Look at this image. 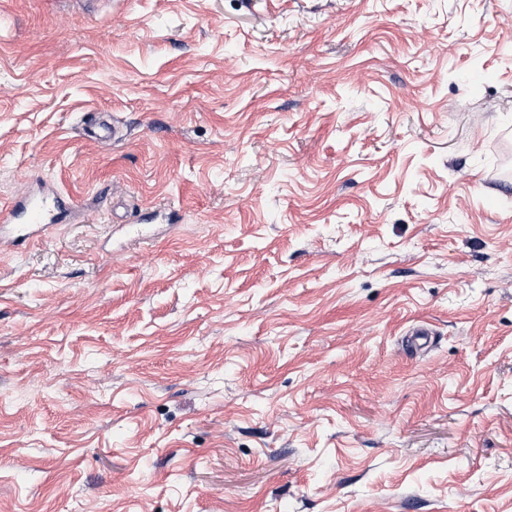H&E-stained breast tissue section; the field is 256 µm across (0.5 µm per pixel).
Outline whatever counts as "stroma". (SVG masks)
Segmentation results:
<instances>
[{"instance_id":"stroma-1","label":"stroma","mask_w":512,"mask_h":512,"mask_svg":"<svg viewBox=\"0 0 512 512\" xmlns=\"http://www.w3.org/2000/svg\"><path fill=\"white\" fill-rule=\"evenodd\" d=\"M45 180L0 512H512V0H0Z\"/></svg>"}]
</instances>
